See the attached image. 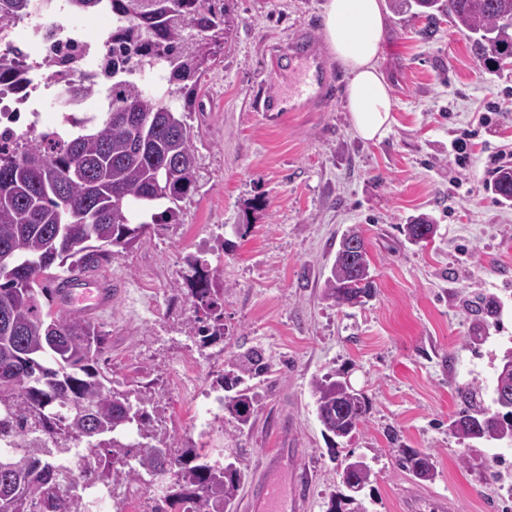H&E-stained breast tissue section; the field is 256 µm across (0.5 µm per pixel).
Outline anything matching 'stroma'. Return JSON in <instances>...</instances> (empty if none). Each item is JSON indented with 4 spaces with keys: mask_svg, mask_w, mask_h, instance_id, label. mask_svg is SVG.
Listing matches in <instances>:
<instances>
[{
    "mask_svg": "<svg viewBox=\"0 0 512 512\" xmlns=\"http://www.w3.org/2000/svg\"><path fill=\"white\" fill-rule=\"evenodd\" d=\"M325 0H230L236 26L202 77L194 134L197 189L181 221L152 230L145 246L117 253L99 275L117 293L95 320L109 338L100 365L109 378L152 383L167 431L199 448L241 449L247 468L232 512L262 471L267 453L295 449L309 474L308 512H327L344 457L365 456L373 475L369 512H407L410 501L452 498L457 512H512V445L468 448L449 427L456 386H480L490 400L496 369L512 347V205L490 185L488 161L512 159V68L482 58L472 35L440 16L432 35L414 10L389 12L378 62L394 101L378 141L352 129L347 76L323 32ZM315 43L333 98L297 112H258V94L295 80L276 55L296 39ZM467 138L475 175L457 164ZM425 214L437 229L410 243L403 227ZM361 225L375 298L336 308L322 298L342 233ZM196 255L224 270L223 338L199 347L192 314L177 292ZM494 296L499 314L475 342L464 301ZM264 371L247 378L250 427L225 415L201 435L188 418L197 392L230 396L224 377L247 352ZM342 372L371 402L352 436L332 442L313 404L314 376ZM431 454L424 482L401 468L397 451ZM473 466H464L463 454ZM494 481L479 480L477 464Z\"/></svg>",
    "mask_w": 512,
    "mask_h": 512,
    "instance_id": "1",
    "label": "stroma"
}]
</instances>
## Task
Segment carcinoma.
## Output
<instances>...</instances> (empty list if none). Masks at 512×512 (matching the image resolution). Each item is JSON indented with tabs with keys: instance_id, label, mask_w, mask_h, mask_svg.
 Wrapping results in <instances>:
<instances>
[{
	"instance_id": "cac0c4a2",
	"label": "carcinoma",
	"mask_w": 512,
	"mask_h": 512,
	"mask_svg": "<svg viewBox=\"0 0 512 512\" xmlns=\"http://www.w3.org/2000/svg\"><path fill=\"white\" fill-rule=\"evenodd\" d=\"M71 15L97 12L103 0H64ZM229 0H112V57L102 77L112 80V97L102 120L66 139L48 143L30 137L9 154L0 151V252H10L15 269H0V512H82L71 493L78 481L140 486L145 476L171 474L170 492L153 499L145 512H168L183 503L192 512H225L244 475V458L224 464L223 448L204 454L167 436L152 424L151 396L139 388L120 389L98 363L107 336L89 320L52 309L53 266L96 268L111 257L149 240L150 224L179 218L180 203L195 188L194 134L187 115L194 111L201 76L215 62L235 27ZM401 10L422 9L433 33L443 14L463 32L478 36L482 53L512 55V0H392ZM32 0H0V37L31 12ZM161 58L167 89L156 95L128 76ZM499 200L512 201V169L493 181ZM152 223H133L151 209ZM192 275L186 298L193 307L189 333L200 346L224 337L215 285L223 269L195 256L186 258ZM376 285L369 258L335 257L323 300L343 308L359 296L372 298ZM468 314L494 318L498 303L476 295L465 301ZM257 364L248 354L232 367L242 375ZM317 417L324 432L345 438L362 426L370 401L332 372L311 380ZM460 410L450 429L463 440L496 441L512 433V410L492 413L479 387H456ZM512 401V373H497L493 401ZM224 407L245 425L254 416L246 391L225 399ZM84 444L80 480L56 467L71 447ZM400 466L430 481V455L398 449ZM371 468L341 471L353 490L370 484Z\"/></svg>"
}]
</instances>
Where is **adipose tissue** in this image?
Here are the masks:
<instances>
[{"label":"adipose tissue","instance_id":"adipose-tissue-1","mask_svg":"<svg viewBox=\"0 0 512 512\" xmlns=\"http://www.w3.org/2000/svg\"><path fill=\"white\" fill-rule=\"evenodd\" d=\"M326 42L346 70L352 128L365 140L381 138L393 109L390 88L377 65L387 18L383 0H326Z\"/></svg>","mask_w":512,"mask_h":512}]
</instances>
